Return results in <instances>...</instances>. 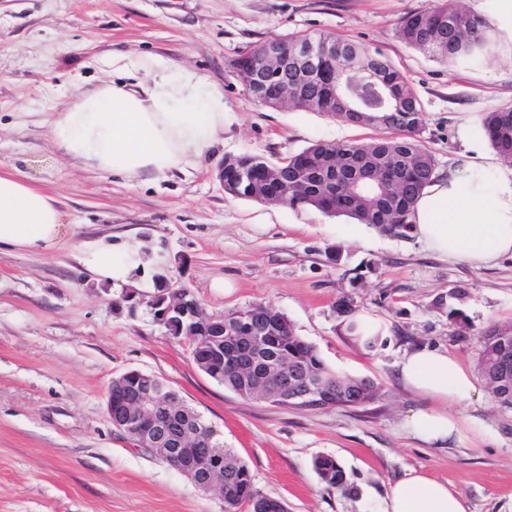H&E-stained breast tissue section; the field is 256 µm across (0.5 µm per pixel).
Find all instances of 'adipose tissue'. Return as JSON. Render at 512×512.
Returning a JSON list of instances; mask_svg holds the SVG:
<instances>
[{
  "mask_svg": "<svg viewBox=\"0 0 512 512\" xmlns=\"http://www.w3.org/2000/svg\"><path fill=\"white\" fill-rule=\"evenodd\" d=\"M150 81L133 89L105 83L80 92L50 122L53 143L100 178L129 186L164 177L199 161L224 133V97L208 78L166 61L146 60ZM411 233L450 262L480 268L512 258V167L487 183L480 164L449 166L428 185L414 207ZM67 234L58 194L19 171L0 170V249L53 250ZM79 261L97 281L133 286L146 264L137 240H100L81 249ZM403 384L440 403H469L478 395L472 376L447 353L422 348L402 359ZM404 430L428 446L444 447L463 436L459 418L418 410ZM465 498L421 472L392 488L382 512H467Z\"/></svg>",
  "mask_w": 512,
  "mask_h": 512,
  "instance_id": "obj_1",
  "label": "adipose tissue"
}]
</instances>
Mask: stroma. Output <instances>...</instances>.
Returning a JSON list of instances; mask_svg holds the SVG:
<instances>
[{
	"instance_id": "obj_1",
	"label": "stroma",
	"mask_w": 512,
	"mask_h": 512,
	"mask_svg": "<svg viewBox=\"0 0 512 512\" xmlns=\"http://www.w3.org/2000/svg\"><path fill=\"white\" fill-rule=\"evenodd\" d=\"M431 0H0V168H17L59 193L66 239L52 252L0 251V512H225L223 493L198 489L157 456L135 449L106 413L113 379L130 370L164 378L225 447L247 464L255 489L288 512H380L409 469L462 493L470 512H512V409L478 368V337L512 324V259L475 268L433 255L412 235L355 226L308 207L237 199L217 179L224 157L278 161L320 142L384 137L325 112L255 102L233 61L286 35L326 34L380 49L408 77L426 113L421 135L437 160L504 162L482 134L484 113L512 105V18L493 0H453L484 16L501 48L468 66L429 59L395 35L401 18ZM159 56L208 77L224 96V140L202 161L128 187L96 178L53 146L49 123L78 92L109 81L136 86L134 61ZM471 118L470 140L459 126ZM131 236L157 256L129 312L123 290L83 272L82 247ZM191 290L207 312L262 303L341 375L379 385L372 403L304 411L246 400L194 363L189 340L168 334L148 303L155 274ZM463 291L448 316V295ZM351 298L378 321L365 350L336 312ZM448 352L473 376L479 397L452 406L480 424L461 442L427 448L402 423L430 399L396 376L416 347ZM328 456L345 482L313 468ZM314 469L320 479L329 486L339 487L344 483V473L341 467L330 457L315 459Z\"/></svg>"
}]
</instances>
